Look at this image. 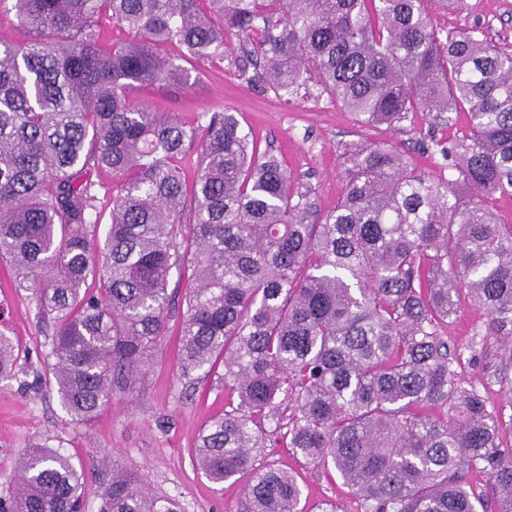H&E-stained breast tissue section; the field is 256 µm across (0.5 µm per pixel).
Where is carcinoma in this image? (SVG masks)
I'll use <instances>...</instances> for the list:
<instances>
[{
    "mask_svg": "<svg viewBox=\"0 0 512 512\" xmlns=\"http://www.w3.org/2000/svg\"><path fill=\"white\" fill-rule=\"evenodd\" d=\"M1 5L30 38L0 40V258L53 324L45 358L72 418L90 419L112 371L162 342L170 273L188 265L180 374L220 360L228 394L196 461L215 484L250 474L238 512H306L292 474L254 467L269 441L334 471L358 512H477L476 470L499 491L496 512H512L504 413L456 370L464 350L512 356V224L488 205L512 196V52L476 28H437L422 0ZM107 21L135 40L103 43ZM231 35L240 75L279 97L314 85L365 125L464 112L468 131L430 138L439 176L388 142L344 145L343 196L319 214L234 113H212L200 138L135 97L188 80L160 47L212 61ZM95 169L115 184L101 242ZM462 292L488 319L460 349L445 329ZM18 357L0 330L1 382ZM15 471L0 512H85L82 473L49 442ZM102 499L104 512H180L125 471Z\"/></svg>",
    "mask_w": 512,
    "mask_h": 512,
    "instance_id": "1",
    "label": "carcinoma"
}]
</instances>
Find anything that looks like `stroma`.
Returning <instances> with one entry per match:
<instances>
[{"mask_svg":"<svg viewBox=\"0 0 512 512\" xmlns=\"http://www.w3.org/2000/svg\"><path fill=\"white\" fill-rule=\"evenodd\" d=\"M467 3L460 13L443 8L441 0H423V7L438 28H477L488 41L512 51V0ZM239 53L238 39H230L223 59L192 67L188 83L156 86L141 97L188 126L201 123L207 112H234L257 147L272 149L321 211L333 209L344 192L345 143L395 144L418 172L432 175L439 172L442 159L435 154L431 138L443 140L467 129L462 114L445 123L417 112L402 128L390 129L362 124L325 92L291 100L277 97L264 83L240 77L234 65ZM189 275L186 269L171 272L168 329L162 345L148 353L134 381L115 373L111 400L93 419L78 422L67 415L55 388L26 393L19 387L20 382L46 374L43 356L48 338L28 292L15 288L0 260V328L20 349L16 380L0 383V493L11 485L15 456L30 443L47 439L83 471L88 512H99V493L114 466L144 479L153 493L178 500L182 512H236L242 481L214 484L193 457L203 426L224 411L220 380L224 368L216 366L209 375L192 381L180 375L176 336ZM256 464L291 472L310 510L327 499L354 504L335 474L305 464L282 446L264 449Z\"/></svg>","mask_w":512,"mask_h":512,"instance_id":"1","label":"stroma"}]
</instances>
